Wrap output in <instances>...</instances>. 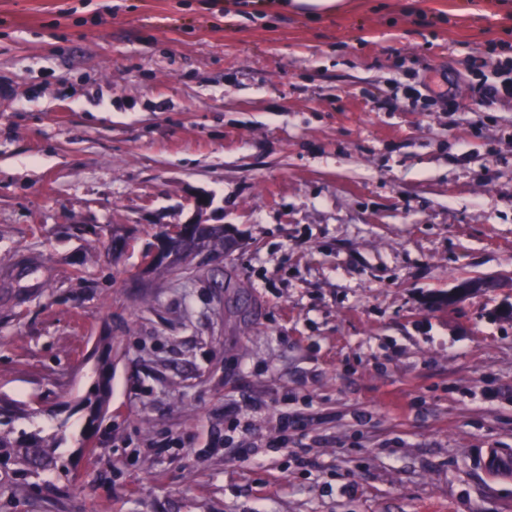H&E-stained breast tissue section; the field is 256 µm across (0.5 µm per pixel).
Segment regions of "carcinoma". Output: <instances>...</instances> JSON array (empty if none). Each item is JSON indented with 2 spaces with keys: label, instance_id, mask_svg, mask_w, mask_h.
Listing matches in <instances>:
<instances>
[{
  "label": "carcinoma",
  "instance_id": "cac0c4a2",
  "mask_svg": "<svg viewBox=\"0 0 512 512\" xmlns=\"http://www.w3.org/2000/svg\"><path fill=\"white\" fill-rule=\"evenodd\" d=\"M207 241L212 248L223 245V228L218 226H197L190 236L186 255L193 254L197 242ZM110 343H105L101 350L100 374L94 387L93 397L86 399L90 409V418L84 435L89 438L95 429V423L107 412L109 394L111 391V369L107 364V354ZM31 414V409L19 407L0 399V469L15 467V471L24 477H38L44 472H50L62 467L60 457L56 454L57 445L54 438L42 436L38 432L25 430L15 431V422Z\"/></svg>",
  "mask_w": 512,
  "mask_h": 512
}]
</instances>
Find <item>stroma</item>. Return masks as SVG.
Segmentation results:
<instances>
[{"mask_svg":"<svg viewBox=\"0 0 512 512\" xmlns=\"http://www.w3.org/2000/svg\"><path fill=\"white\" fill-rule=\"evenodd\" d=\"M504 44L512 0H0V399L69 463L0 512H512V292L448 303L512 274ZM198 195L223 259L137 287ZM503 66L507 68L508 72L504 73L498 86H491L488 92H482V87L477 90L473 89L472 97L474 102L483 109H489L492 104L504 98L512 99V57L506 58ZM456 290L452 293V295L458 296L467 291L475 290L478 288L485 289L489 288L490 290H496L498 288H510L512 290V276L507 279H471V280H462L456 286ZM110 349V343L103 345L100 358L99 379L94 387L93 399H86V406L90 409V418L85 428L84 435L88 439L92 436L95 429V423L99 421L107 412L109 394L111 391V369L107 364V354Z\"/></svg>","mask_w":512,"mask_h":512,"instance_id":"obj_1","label":"stroma"}]
</instances>
